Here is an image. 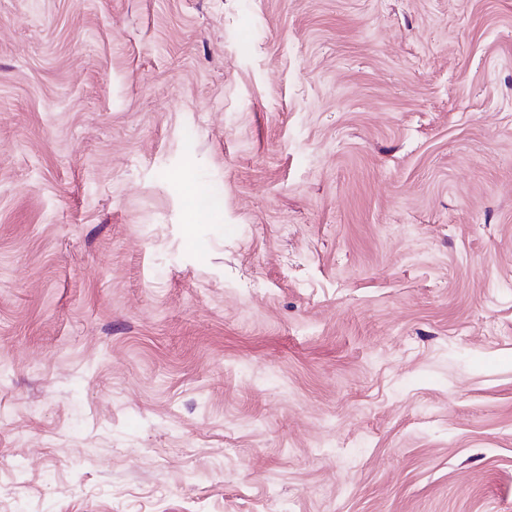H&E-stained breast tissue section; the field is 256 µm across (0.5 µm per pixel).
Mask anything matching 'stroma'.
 <instances>
[{"instance_id": "35a3bbf8", "label": "stroma", "mask_w": 512, "mask_h": 512, "mask_svg": "<svg viewBox=\"0 0 512 512\" xmlns=\"http://www.w3.org/2000/svg\"><path fill=\"white\" fill-rule=\"evenodd\" d=\"M0 512H512V0H0ZM186 224H195L202 212L217 214L223 211V203L200 190L192 182H187L185 194Z\"/></svg>"}]
</instances>
